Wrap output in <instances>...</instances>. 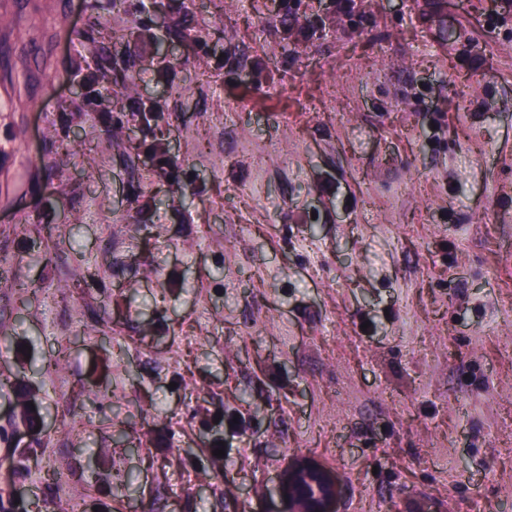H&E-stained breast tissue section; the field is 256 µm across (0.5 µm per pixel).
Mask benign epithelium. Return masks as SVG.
<instances>
[{
	"instance_id": "7a95c632",
	"label": "benign epithelium",
	"mask_w": 512,
	"mask_h": 512,
	"mask_svg": "<svg viewBox=\"0 0 512 512\" xmlns=\"http://www.w3.org/2000/svg\"><path fill=\"white\" fill-rule=\"evenodd\" d=\"M280 496L289 512H334L339 486L333 472L308 459H299L278 476Z\"/></svg>"
}]
</instances>
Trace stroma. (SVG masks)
<instances>
[{"mask_svg":"<svg viewBox=\"0 0 512 512\" xmlns=\"http://www.w3.org/2000/svg\"><path fill=\"white\" fill-rule=\"evenodd\" d=\"M285 14L172 0L140 36L111 0H0V378L48 428L28 512H284L297 458L337 512H512V0ZM108 60L139 96L97 112ZM304 482L311 483L314 497L303 493ZM280 496L290 512H334L339 486L333 472L308 459L295 460L278 476Z\"/></svg>","mask_w":512,"mask_h":512,"instance_id":"stroma-1","label":"stroma"}]
</instances>
